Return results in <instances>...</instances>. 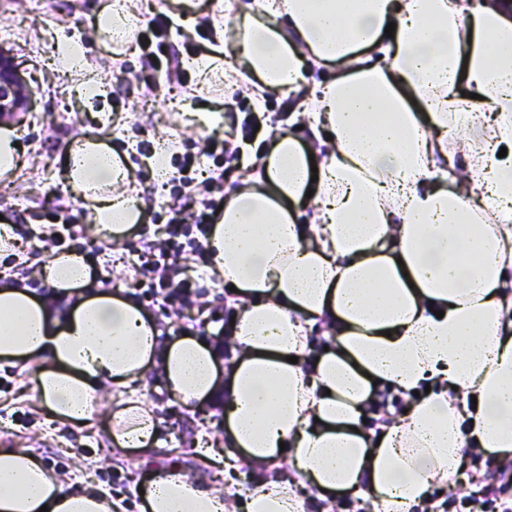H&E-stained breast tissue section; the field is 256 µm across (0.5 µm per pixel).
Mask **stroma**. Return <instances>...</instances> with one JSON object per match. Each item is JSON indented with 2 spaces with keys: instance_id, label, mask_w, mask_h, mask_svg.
Returning <instances> with one entry per match:
<instances>
[{
  "instance_id": "stroma-1",
  "label": "stroma",
  "mask_w": 512,
  "mask_h": 512,
  "mask_svg": "<svg viewBox=\"0 0 512 512\" xmlns=\"http://www.w3.org/2000/svg\"><path fill=\"white\" fill-rule=\"evenodd\" d=\"M104 0H0V48L7 50L27 79L32 91L28 112L13 129L22 147V167L16 177L0 179V212L13 223L29 224L51 215L59 199L68 198L62 168L71 141L96 128L92 109L78 98L75 86L56 62V41L66 36L85 37L98 76L111 88L110 104L115 119L107 130L108 142L117 152L127 153L140 176L141 194L155 201L152 218L144 219L121 246L108 249L106 260L122 269L124 260L141 249L153 226L165 223V204L179 193L178 171H171L165 181H157L146 171L138 144L157 145L164 139H186L187 143L208 136L223 135L231 119H243L253 113L267 129L284 128L288 120L282 112L283 93H270L263 104H256L247 94L234 101L233 117L203 123L200 102L186 100L184 93L167 84L163 74H156L157 95L142 98L138 81L145 74L139 49H125L123 71H114L110 52L102 44L88 40L87 34ZM147 396L158 420V447L123 454L114 451L106 437V413H98L92 427L76 431L59 423L40 419L36 437L21 433L9 416L5 394L0 393V434L54 464L71 485L85 480L97 486L106 498L126 502L130 512H141L140 484L148 463L179 461L203 475L208 482L224 483L222 464H203L191 449L193 442L220 446L224 429L216 409L202 406L188 412L172 401L157 376H150Z\"/></svg>"
}]
</instances>
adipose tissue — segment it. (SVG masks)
<instances>
[{"mask_svg":"<svg viewBox=\"0 0 512 512\" xmlns=\"http://www.w3.org/2000/svg\"><path fill=\"white\" fill-rule=\"evenodd\" d=\"M138 3L105 0L90 37L131 44ZM235 48L254 101L304 97L208 237L211 273L237 290L232 358L192 332L160 340L103 270L62 252L39 267L47 294L0 286V359L30 371L51 419L79 430L111 390L106 433L124 452L158 443L153 409L129 389L150 371L190 411L223 392L225 458L272 479L207 487L181 463L155 466L146 512H301L298 484L413 512L461 472L468 444L512 460V0H252ZM56 52L101 129L73 140L63 177L85 222L118 245L143 217L134 167L103 135L110 90L80 41ZM318 69L333 79L309 82ZM477 95L483 121L463 125ZM383 387L409 403L377 433L364 421ZM284 463L291 478L276 474ZM43 507L111 505L0 440V512Z\"/></svg>","mask_w":512,"mask_h":512,"instance_id":"adipose-tissue-1","label":"adipose tissue"}]
</instances>
